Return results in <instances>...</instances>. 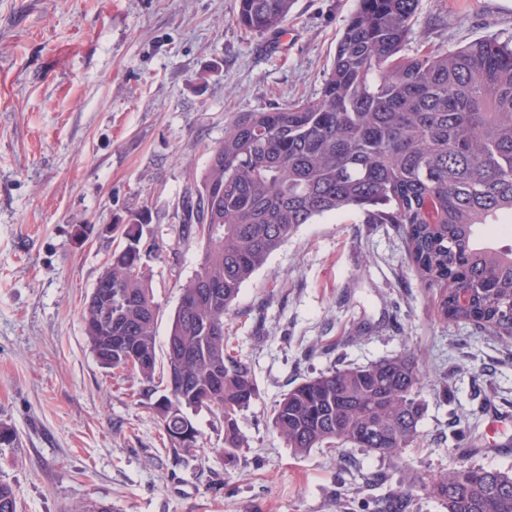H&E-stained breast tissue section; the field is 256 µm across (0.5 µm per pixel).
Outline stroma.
<instances>
[{
    "label": "stroma",
    "instance_id": "obj_1",
    "mask_svg": "<svg viewBox=\"0 0 512 512\" xmlns=\"http://www.w3.org/2000/svg\"><path fill=\"white\" fill-rule=\"evenodd\" d=\"M357 0H295L272 44L236 21L237 0H0V481L19 512H339L336 462L294 454L269 424L282 395L336 360L363 365L402 350L423 360L422 442L392 457L343 448L384 484L352 512L461 466L505 470L512 452V344L440 320L399 233L355 214L304 224L246 282L225 319L259 400L224 424L193 413L202 455L175 459L136 380L101 367L82 323L118 241L107 232L146 209L149 285L165 344L180 286L203 242L182 220L212 149L238 116L315 98ZM512 39V0H418L402 56ZM84 238H77L78 228ZM475 429L481 447L457 443Z\"/></svg>",
    "mask_w": 512,
    "mask_h": 512
}]
</instances>
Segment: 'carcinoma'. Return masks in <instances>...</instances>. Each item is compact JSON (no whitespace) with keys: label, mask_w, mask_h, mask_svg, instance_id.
<instances>
[{"label":"carcinoma","mask_w":512,"mask_h":512,"mask_svg":"<svg viewBox=\"0 0 512 512\" xmlns=\"http://www.w3.org/2000/svg\"><path fill=\"white\" fill-rule=\"evenodd\" d=\"M294 0H239L237 19L280 30ZM417 0H357L313 101L236 118L184 209L205 239L182 286L166 341V386L152 405L175 458L199 450L189 413L217 411L224 460L241 448L238 416L259 398L250 365L228 349L224 318L243 284L302 224L355 212L394 224L437 315L512 340V249L481 248L477 228L512 219V42L479 38L452 54L400 55ZM144 212L112 225V252L83 311L99 296L112 328L86 333L99 364L155 384L159 306L146 276ZM211 321L218 341L202 329ZM412 353L335 367L292 386L271 425L296 454L347 445L394 456L415 444L424 407ZM417 478L380 512H414ZM445 512H512V471L470 466L421 485ZM0 512H18L0 482Z\"/></svg>","instance_id":"1"}]
</instances>
